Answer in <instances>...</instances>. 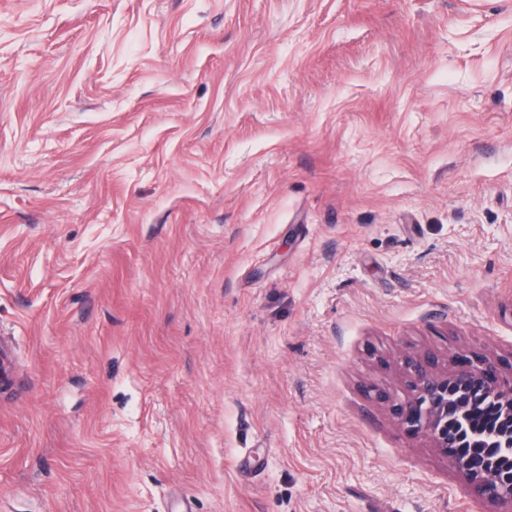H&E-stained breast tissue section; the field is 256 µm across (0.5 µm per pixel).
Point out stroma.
Listing matches in <instances>:
<instances>
[{
  "label": "stroma",
  "instance_id": "35a3bbf8",
  "mask_svg": "<svg viewBox=\"0 0 512 512\" xmlns=\"http://www.w3.org/2000/svg\"><path fill=\"white\" fill-rule=\"evenodd\" d=\"M0 336V512H488L390 404L512 375V0H0Z\"/></svg>",
  "mask_w": 512,
  "mask_h": 512
}]
</instances>
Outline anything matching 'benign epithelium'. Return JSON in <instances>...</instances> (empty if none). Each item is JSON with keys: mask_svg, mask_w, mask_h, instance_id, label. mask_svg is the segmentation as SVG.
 I'll use <instances>...</instances> for the list:
<instances>
[{"mask_svg": "<svg viewBox=\"0 0 512 512\" xmlns=\"http://www.w3.org/2000/svg\"><path fill=\"white\" fill-rule=\"evenodd\" d=\"M402 370L408 394L393 405L399 424L425 435L450 458L474 499L493 512H512V378H504L491 359L463 361L448 371L430 353L404 357ZM477 403L498 408L500 420L482 433L470 431L474 452L450 454L451 448L465 447L467 414Z\"/></svg>", "mask_w": 512, "mask_h": 512, "instance_id": "7a95c632", "label": "benign epithelium"}]
</instances>
